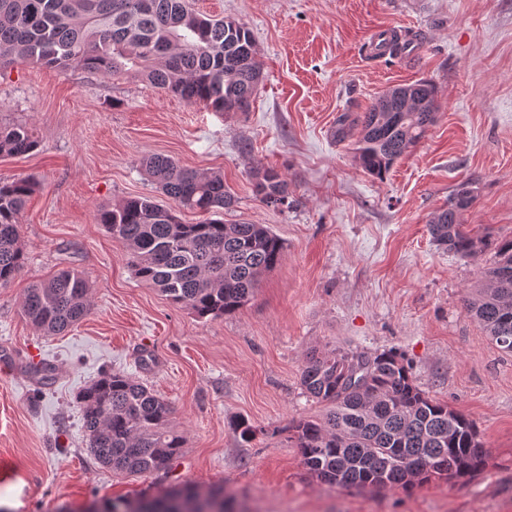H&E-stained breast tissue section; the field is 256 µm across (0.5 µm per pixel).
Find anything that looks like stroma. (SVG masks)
Here are the masks:
<instances>
[{"label": "stroma", "mask_w": 512, "mask_h": 512, "mask_svg": "<svg viewBox=\"0 0 512 512\" xmlns=\"http://www.w3.org/2000/svg\"><path fill=\"white\" fill-rule=\"evenodd\" d=\"M245 23L262 82L249 112L224 114L163 93L136 73L91 75L33 64L0 69V124H23L33 152L0 156V180L30 178L21 214L25 273L0 288V500L10 512L133 498L188 481L224 484L252 512H512V356L464 306L490 254L463 257L427 232L455 186L477 190L468 231L512 237V0H193ZM395 25L415 55L374 58L365 40ZM420 79L439 90L426 136L383 178L355 158L358 128L337 137L386 89ZM161 154L223 176L236 198L225 223L267 225L282 261L256 298L206 320L141 284L125 244L96 214L158 196L141 162ZM277 169L287 205L252 192L250 171ZM82 271L91 310L58 336L22 315L26 289L57 270ZM403 353L430 398L473 420L489 452L481 474L409 489L331 487L287 440L322 405L300 385L305 357L333 346ZM59 367L38 386L32 355ZM143 381L175 408L184 448L168 474H112L92 459L76 398L101 372ZM248 419L259 433L242 443Z\"/></svg>", "instance_id": "1"}]
</instances>
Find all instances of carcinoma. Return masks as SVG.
<instances>
[{"label": "carcinoma", "mask_w": 512, "mask_h": 512, "mask_svg": "<svg viewBox=\"0 0 512 512\" xmlns=\"http://www.w3.org/2000/svg\"><path fill=\"white\" fill-rule=\"evenodd\" d=\"M257 44L243 23L196 12L189 0H0V66L19 63L80 68L108 77L131 65L154 88L213 112L250 110L261 81ZM437 91L428 80L395 86L365 112L339 117L360 127L356 159L383 178L434 124ZM38 141L22 124L0 126V156L25 155ZM145 173L170 204L150 197L125 200L96 214L112 237L127 245V261L141 283L158 289L200 319L236 313L256 296L262 276L275 268L284 243L263 224H226L221 215L235 196L220 175L184 167L173 158L143 159ZM256 199L277 207L288 182L273 167L252 170ZM462 183L448 206L428 221L437 245L463 257L495 254L478 288L464 298L467 314L499 349L512 354V239L464 230L475 197ZM36 183L0 181V286L23 274L27 254L19 216ZM205 219L186 224L178 213ZM23 316L48 336L64 333L90 311L89 284L66 268L37 281L21 302ZM300 384L323 404L320 418L288 427L310 474L331 486L408 489L433 479L473 477L486 467L475 423L426 396L395 349L373 356L335 346L307 356ZM87 451L112 473L145 476L171 469L184 440L175 409L123 371H106L78 396ZM231 497L216 485L201 494L190 485L157 495L108 499L112 512H228Z\"/></svg>", "instance_id": "1"}]
</instances>
